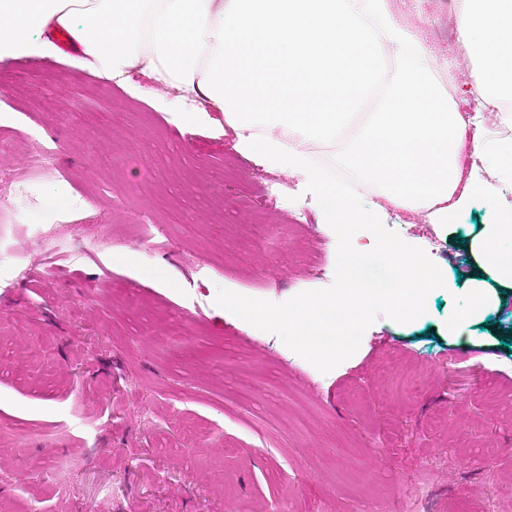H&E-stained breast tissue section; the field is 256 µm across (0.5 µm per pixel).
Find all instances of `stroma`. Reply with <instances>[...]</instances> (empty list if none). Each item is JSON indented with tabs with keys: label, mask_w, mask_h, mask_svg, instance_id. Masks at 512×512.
I'll return each mask as SVG.
<instances>
[{
	"label": "stroma",
	"mask_w": 512,
	"mask_h": 512,
	"mask_svg": "<svg viewBox=\"0 0 512 512\" xmlns=\"http://www.w3.org/2000/svg\"><path fill=\"white\" fill-rule=\"evenodd\" d=\"M390 4L459 58L436 87L471 89L448 0ZM20 70L42 74L60 119L11 83ZM152 86L60 51L0 60V183L26 190L0 196V512H512V289L448 327L479 274L468 236L512 194L472 199L426 238L407 232L418 215L362 193L448 285L412 324L378 316L323 373L215 303L221 288L281 303L332 284L337 238L316 195L236 152L223 113L184 124ZM56 135L53 167L33 175L29 139ZM72 201L98 221L66 223ZM135 222L161 250L128 237ZM34 235L91 249L25 276L13 246ZM413 482L426 491L404 501Z\"/></svg>",
	"instance_id": "stroma-1"
}]
</instances>
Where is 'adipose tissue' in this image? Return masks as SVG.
Listing matches in <instances>:
<instances>
[{
	"instance_id": "ef3b65f1",
	"label": "adipose tissue",
	"mask_w": 512,
	"mask_h": 512,
	"mask_svg": "<svg viewBox=\"0 0 512 512\" xmlns=\"http://www.w3.org/2000/svg\"><path fill=\"white\" fill-rule=\"evenodd\" d=\"M459 40L475 71L486 127L484 173L462 178V133L454 100L430 76L453 68L431 54L419 29L390 0H0V59L42 56L66 30L103 79L130 69L223 112L236 148L268 169L298 172L317 192L343 238L374 214L359 204L369 185L389 203L429 211L445 224L494 185L512 188V139L488 129L512 102V0H465ZM403 65L390 72L388 55ZM382 105L367 106L379 88ZM368 119L343 156L349 186L319 164L360 114ZM512 214L482 226L470 250L482 272L461 316L482 314L495 287L512 288Z\"/></svg>"
}]
</instances>
